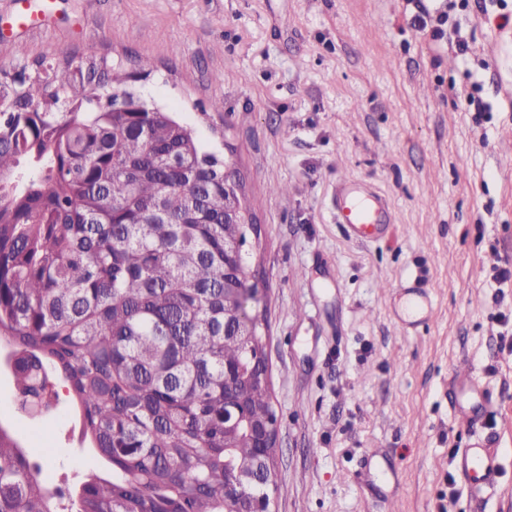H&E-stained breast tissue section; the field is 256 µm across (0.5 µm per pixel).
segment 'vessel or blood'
<instances>
[{
    "instance_id": "vessel-or-blood-1",
    "label": "vessel or blood",
    "mask_w": 512,
    "mask_h": 512,
    "mask_svg": "<svg viewBox=\"0 0 512 512\" xmlns=\"http://www.w3.org/2000/svg\"><path fill=\"white\" fill-rule=\"evenodd\" d=\"M337 191L344 201L339 221L346 225L350 238L382 240L389 237L391 226L388 222V206L380 194L365 191L350 181L338 185ZM400 291L403 296L410 298L413 312L423 318L430 314V293L418 282H405L401 284ZM498 469L496 452L484 441L470 443L459 454L458 474L462 482L474 492L494 488Z\"/></svg>"
}]
</instances>
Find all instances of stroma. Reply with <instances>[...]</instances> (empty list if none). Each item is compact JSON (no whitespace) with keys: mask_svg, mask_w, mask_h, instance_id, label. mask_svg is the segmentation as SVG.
Returning a JSON list of instances; mask_svg holds the SVG:
<instances>
[{"mask_svg":"<svg viewBox=\"0 0 512 512\" xmlns=\"http://www.w3.org/2000/svg\"><path fill=\"white\" fill-rule=\"evenodd\" d=\"M14 24L0 0V69L60 52L107 57L147 104L230 157L260 227L258 265L277 416L272 512H512V0H47ZM223 81H215L216 73ZM387 199L391 237L349 239L336 187ZM430 287V320L398 329V286ZM473 366L490 409L448 404ZM0 425L47 481L103 468L67 406ZM499 450L495 489L464 488L473 436ZM379 452L370 460L368 449Z\"/></svg>","mask_w":512,"mask_h":512,"instance_id":"1","label":"stroma"}]
</instances>
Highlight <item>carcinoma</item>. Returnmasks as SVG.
Instances as JSON below:
<instances>
[{"instance_id": "carcinoma-1", "label": "carcinoma", "mask_w": 512, "mask_h": 512, "mask_svg": "<svg viewBox=\"0 0 512 512\" xmlns=\"http://www.w3.org/2000/svg\"><path fill=\"white\" fill-rule=\"evenodd\" d=\"M0 71V342L15 406L39 373L78 406L82 436L112 464L86 474L70 512H244L270 484L229 497L253 431L275 414L266 336L236 288L224 242L258 233L224 187V157L159 108L100 105L134 75L72 54ZM148 126L149 134L142 133ZM174 153L177 166L164 163ZM241 332L224 336V318ZM245 412L224 427V403ZM0 512H59V500L0 425Z\"/></svg>"}]
</instances>
